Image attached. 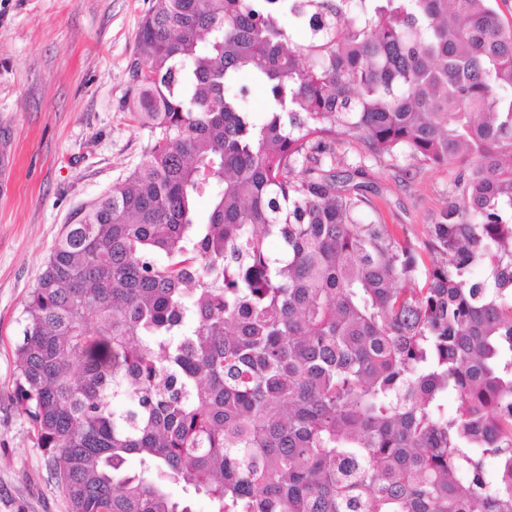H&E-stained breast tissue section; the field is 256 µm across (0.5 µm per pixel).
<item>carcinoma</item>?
<instances>
[{"label":"carcinoma","mask_w":512,"mask_h":512,"mask_svg":"<svg viewBox=\"0 0 512 512\" xmlns=\"http://www.w3.org/2000/svg\"><path fill=\"white\" fill-rule=\"evenodd\" d=\"M345 8L151 0L141 160L71 216L16 349L71 512H512V23ZM339 141L457 171L441 262L361 222Z\"/></svg>","instance_id":"obj_1"}]
</instances>
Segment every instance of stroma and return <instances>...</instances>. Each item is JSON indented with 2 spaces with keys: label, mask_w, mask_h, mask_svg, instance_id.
Listing matches in <instances>:
<instances>
[{
  "label": "stroma",
  "mask_w": 512,
  "mask_h": 512,
  "mask_svg": "<svg viewBox=\"0 0 512 512\" xmlns=\"http://www.w3.org/2000/svg\"><path fill=\"white\" fill-rule=\"evenodd\" d=\"M151 0H0V140L17 159L0 195V512H70L17 409L24 307L72 213L125 178L147 134L121 105L139 23ZM338 175L362 167L368 219L409 237L425 266L431 230L454 197L455 171L375 159L337 143Z\"/></svg>",
  "instance_id": "1"
}]
</instances>
